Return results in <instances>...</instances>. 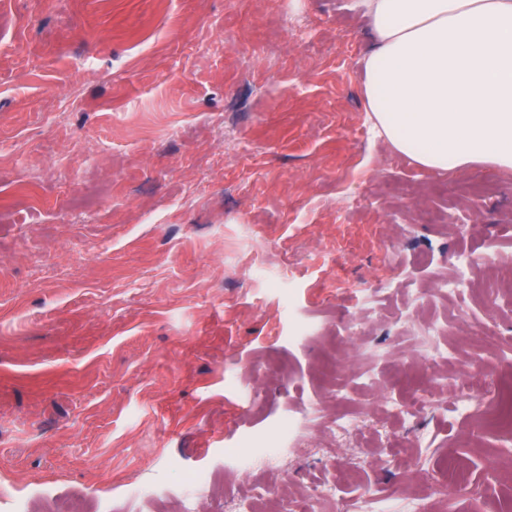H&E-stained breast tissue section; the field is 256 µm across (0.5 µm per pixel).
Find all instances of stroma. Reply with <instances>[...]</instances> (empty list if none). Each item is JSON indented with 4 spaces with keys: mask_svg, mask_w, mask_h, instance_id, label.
Wrapping results in <instances>:
<instances>
[{
    "mask_svg": "<svg viewBox=\"0 0 512 512\" xmlns=\"http://www.w3.org/2000/svg\"><path fill=\"white\" fill-rule=\"evenodd\" d=\"M372 46L350 0H0V512H512V171L377 136Z\"/></svg>",
    "mask_w": 512,
    "mask_h": 512,
    "instance_id": "1",
    "label": "stroma"
}]
</instances>
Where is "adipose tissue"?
Listing matches in <instances>:
<instances>
[{"instance_id":"adipose-tissue-1","label":"adipose tissue","mask_w":512,"mask_h":512,"mask_svg":"<svg viewBox=\"0 0 512 512\" xmlns=\"http://www.w3.org/2000/svg\"><path fill=\"white\" fill-rule=\"evenodd\" d=\"M372 21L368 119L424 168L512 169V0H351Z\"/></svg>"}]
</instances>
